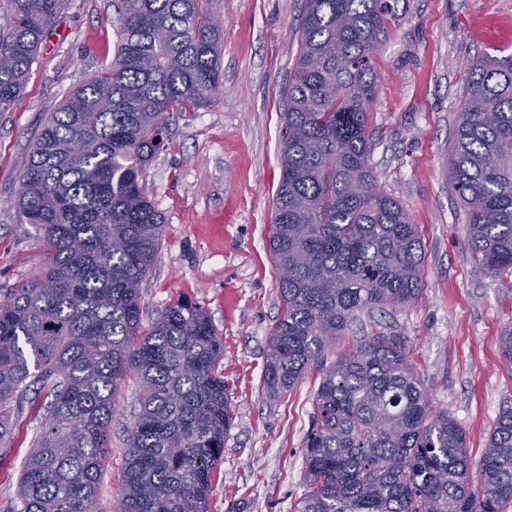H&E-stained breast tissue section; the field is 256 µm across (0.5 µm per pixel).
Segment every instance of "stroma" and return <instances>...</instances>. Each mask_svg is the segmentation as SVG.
<instances>
[{
    "instance_id": "35a3bbf8",
    "label": "stroma",
    "mask_w": 512,
    "mask_h": 512,
    "mask_svg": "<svg viewBox=\"0 0 512 512\" xmlns=\"http://www.w3.org/2000/svg\"><path fill=\"white\" fill-rule=\"evenodd\" d=\"M306 0H210L224 23L221 87L211 102L181 113L143 187L164 217L159 251L141 285L143 324L186 298L209 315L224 342L217 371L234 413L214 474L210 512H293L305 490L302 448L322 374L310 369L291 390L264 383L269 337L280 313L269 229L279 186V105L300 50ZM398 18L375 59L378 95L368 118L370 164L382 191L398 200L422 236V293L403 308L360 313L325 354L332 364L360 337H405L434 410L466 432L479 461L503 409L512 376L499 338L512 327V269L479 273L469 229L448 183V159L468 59L512 53V0H399ZM112 0H70L49 32L14 104L0 112V294L42 267L36 229L14 205L22 163L51 112L101 67L117 45ZM237 214L222 239L212 225L226 198ZM139 410L126 379L115 398L111 455L97 512H117L126 440ZM10 450L0 459V512L16 507L18 480L42 423L30 402L15 406Z\"/></svg>"
}]
</instances>
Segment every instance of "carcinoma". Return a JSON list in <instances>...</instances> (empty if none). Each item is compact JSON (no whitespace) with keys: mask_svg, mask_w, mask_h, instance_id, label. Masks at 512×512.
<instances>
[{"mask_svg":"<svg viewBox=\"0 0 512 512\" xmlns=\"http://www.w3.org/2000/svg\"><path fill=\"white\" fill-rule=\"evenodd\" d=\"M0 34V112L22 93L69 0H12ZM208 0H118L112 63L51 113L24 163L15 205L47 260L0 298V451L11 402L46 392L18 483L21 512H96L113 398L136 376L140 411L125 450L120 512H209L232 410L206 311L178 300L148 327L140 284L164 218L143 190L174 117L220 87L223 23ZM399 0H306L283 101L281 179L269 236L281 316L269 392L322 369L295 512H502L512 501V406L470 481L465 431L432 410L401 336H365L324 367L364 310L413 303L423 244L369 165L374 58ZM468 78L448 182L486 274L512 269V54L481 53Z\"/></svg>","mask_w":512,"mask_h":512,"instance_id":"obj_1","label":"carcinoma"}]
</instances>
